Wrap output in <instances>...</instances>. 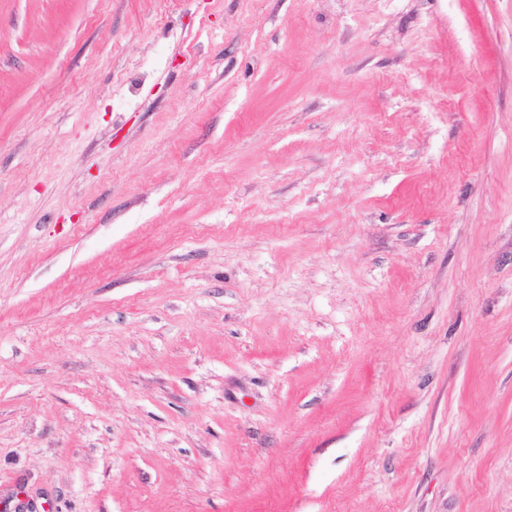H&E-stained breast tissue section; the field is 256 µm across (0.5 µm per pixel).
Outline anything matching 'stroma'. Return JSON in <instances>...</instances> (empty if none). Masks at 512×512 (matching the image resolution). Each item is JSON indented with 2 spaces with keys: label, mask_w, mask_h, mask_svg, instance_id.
<instances>
[{
  "label": "stroma",
  "mask_w": 512,
  "mask_h": 512,
  "mask_svg": "<svg viewBox=\"0 0 512 512\" xmlns=\"http://www.w3.org/2000/svg\"><path fill=\"white\" fill-rule=\"evenodd\" d=\"M512 512V0H0V502Z\"/></svg>",
  "instance_id": "1"
}]
</instances>
